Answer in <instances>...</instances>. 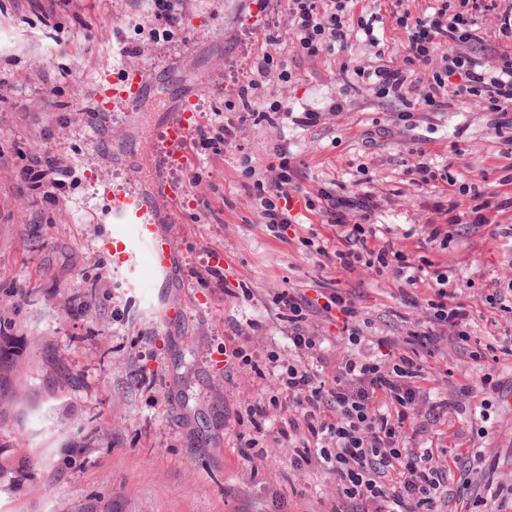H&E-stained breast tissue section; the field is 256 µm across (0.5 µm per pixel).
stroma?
Wrapping results in <instances>:
<instances>
[{"instance_id": "35a3bbf8", "label": "stroma", "mask_w": 512, "mask_h": 512, "mask_svg": "<svg viewBox=\"0 0 512 512\" xmlns=\"http://www.w3.org/2000/svg\"><path fill=\"white\" fill-rule=\"evenodd\" d=\"M399 2L415 16L433 4L357 2L380 12L385 55L354 38L306 57L267 41L251 0H174L175 28L151 0H0V512H363L318 454L331 440L312 436L276 379L295 355L278 296L333 288L355 304L365 336L345 349L334 319L307 309L308 329L326 340L320 379L332 383L351 354L416 351L419 405L401 446L441 463L434 512H512V208L502 204L512 150L484 106L431 112L351 87L348 70L401 62ZM262 53L287 59L292 80L264 78L260 101L318 110L316 125L281 114L239 122L236 82ZM125 67L152 76L137 121L116 111L92 125L100 72ZM189 99L230 142L220 156L194 148L190 166L171 172L180 252L166 281L142 267L133 293L127 268L102 249L106 198L150 187L160 125ZM35 152L73 170L59 204L14 179ZM283 160L298 222L278 236L258 187ZM323 191L362 199L387 225L369 248L394 245L447 276L468 338L431 321V277L408 285L389 268L326 258L347 243ZM477 192L487 223H449V203L467 207ZM232 343L250 361L228 370ZM486 373L494 387L482 386ZM252 407L267 412L263 431Z\"/></svg>"}]
</instances>
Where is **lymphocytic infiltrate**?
I'll list each match as a JSON object with an SVG mask.
<instances>
[{
  "instance_id": "1",
  "label": "lymphocytic infiltrate",
  "mask_w": 512,
  "mask_h": 512,
  "mask_svg": "<svg viewBox=\"0 0 512 512\" xmlns=\"http://www.w3.org/2000/svg\"><path fill=\"white\" fill-rule=\"evenodd\" d=\"M355 0H287L284 31L288 45L307 57L347 47L353 35L363 36L370 46L383 48L376 31L382 22L378 13L357 15ZM497 0H435L432 10L421 16L409 11L396 12V23L405 29L407 42L399 65L372 70L355 69L357 83L372 89L379 97H403L405 90L417 91L419 103L429 110L446 108L448 101L478 103L499 116V126L512 129V50L493 60L470 52L478 41L481 13L493 11ZM446 53H439L441 44ZM428 73L427 82L415 80L419 70ZM72 174L69 166L52 158L33 157L22 167L18 180L27 190L59 203ZM287 163H280L268 194L261 199V217L270 231L292 224L289 208L279 207L278 199L289 196ZM370 214H363L349 232L356 246L334 251L344 268L360 264L393 266L398 277L415 284L429 268V261L408 260L401 252L376 253L366 242L375 235ZM279 304L288 312L289 339L302 356L301 361L285 365L279 380L305 417L314 416L324 399H331L336 419L322 423L320 433L336 443L335 449H321L320 455L341 482L345 494L374 505V512H431L441 485L437 469L428 458L416 455L403 458L399 448L402 429L417 400L411 380L417 373L415 361L406 354L389 355L380 360L349 358L341 365L332 386L318 381L308 366L321 360L323 338L305 326L308 299L285 293ZM403 460L408 473L399 488L390 490L377 479L379 467Z\"/></svg>"
}]
</instances>
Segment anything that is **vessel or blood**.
Listing matches in <instances>:
<instances>
[{
    "instance_id": "obj_1",
    "label": "vessel or blood",
    "mask_w": 512,
    "mask_h": 512,
    "mask_svg": "<svg viewBox=\"0 0 512 512\" xmlns=\"http://www.w3.org/2000/svg\"><path fill=\"white\" fill-rule=\"evenodd\" d=\"M146 82V74L131 67L117 76L103 75L95 97L97 111L107 112L106 102L111 99L121 104L123 112H132L142 99ZM196 126L197 114L192 107L183 106L168 115L155 148L162 166L180 169L187 164ZM178 194V186L161 177L156 178L149 193L136 186L112 192L108 208L117 222L105 247L116 264L132 268L144 255L154 278L170 272L178 253L177 237L172 228L159 223L157 215L169 212Z\"/></svg>"
}]
</instances>
